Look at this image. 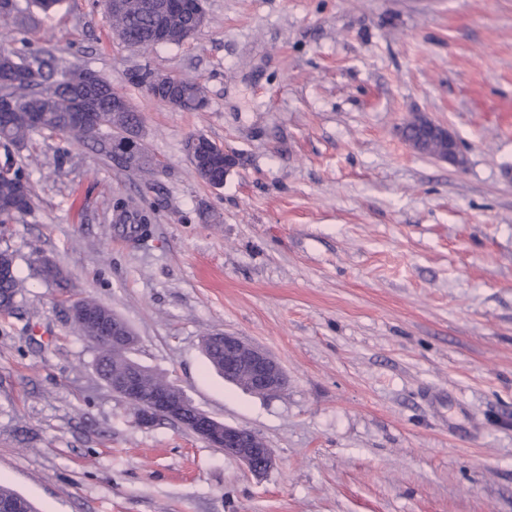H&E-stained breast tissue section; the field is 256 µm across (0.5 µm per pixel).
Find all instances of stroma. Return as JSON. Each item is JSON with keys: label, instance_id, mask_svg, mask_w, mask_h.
Listing matches in <instances>:
<instances>
[{"label": "stroma", "instance_id": "obj_1", "mask_svg": "<svg viewBox=\"0 0 512 512\" xmlns=\"http://www.w3.org/2000/svg\"><path fill=\"white\" fill-rule=\"evenodd\" d=\"M178 45L129 47L103 0L0 21V45L79 64L141 115L154 174L87 139L34 137L35 189L0 247L23 302L0 314V475L40 512H512V138L473 90L512 96V0H206ZM206 92L197 112L130 82ZM422 112L462 166L413 151ZM234 157L222 187L185 153ZM152 215L126 239L117 200ZM61 270L44 280L36 259ZM93 300L139 338L134 360L251 430L256 479L177 423L140 426L75 325ZM273 355L280 393L224 381L202 341ZM180 85L177 90V95L180 98L181 110L186 111H198L201 106L203 109L207 106L208 100L205 94V91L202 87H200L199 93V101L201 106H199V102L197 100V92L199 90V85L195 82L189 80H182L170 76V75H162L155 72H149L144 85L147 87L149 92L155 88L164 86V87H174Z\"/></svg>", "mask_w": 512, "mask_h": 512}]
</instances>
